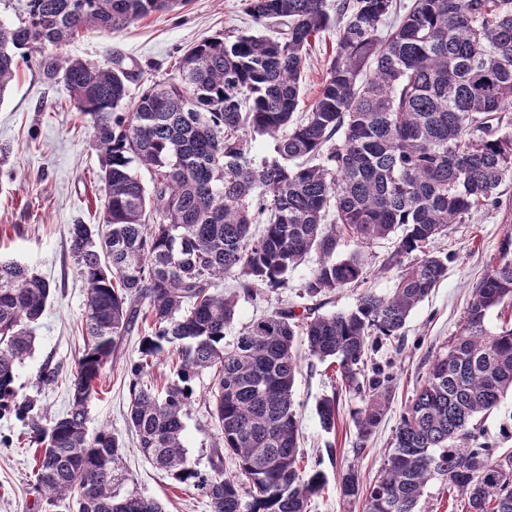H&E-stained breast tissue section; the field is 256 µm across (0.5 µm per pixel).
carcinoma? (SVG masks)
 Masks as SVG:
<instances>
[{"mask_svg":"<svg viewBox=\"0 0 512 512\" xmlns=\"http://www.w3.org/2000/svg\"><path fill=\"white\" fill-rule=\"evenodd\" d=\"M259 33L206 37L180 57L177 77L128 104L131 73L115 56L101 66L54 51L86 28L109 34L185 0H27L26 20L0 23V99L17 51L62 74L106 186L102 223L73 224L70 252L87 285L84 348L70 378L71 403L47 417L19 398L18 369L33 351L32 325L52 296L27 266L0 260V414L27 422L36 446V486L50 504L71 496L77 512H163L153 498L121 493L123 444L105 426L88 429L89 404L126 336L143 328L130 363L128 427L143 456L192 486L210 512H308L324 474L300 468L293 385L295 339L309 355L338 361L341 384L369 387L355 416L369 440L392 396L391 376L360 381L375 337L401 335L413 309L444 280L445 259L427 246L451 224L496 203L512 177V0H244ZM337 27L336 49L309 111L299 112L302 71L319 35ZM266 136L274 155L259 165L248 142ZM153 173L147 190L138 173ZM398 232L387 261L404 267L387 295L355 307L298 316L280 308L225 338L240 297L285 283L315 252L305 283L316 298L366 279L361 257L336 258ZM237 280L226 292L218 282ZM512 307V234L476 284L462 328L436 356L392 436L385 466L363 488L341 478L363 512H418L428 484L458 491L466 512H512V452L482 440V418L512 393V323L489 317ZM176 379L159 391L142 382L163 353ZM213 374L209 403L220 437L217 462L190 465L184 416L195 380ZM338 397L322 399L324 430L336 429ZM239 478H226L223 456Z\"/></svg>","mask_w":512,"mask_h":512,"instance_id":"carcinoma-1","label":"carcinoma"}]
</instances>
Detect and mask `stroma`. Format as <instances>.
<instances>
[{
	"instance_id": "obj_1",
	"label": "stroma",
	"mask_w": 512,
	"mask_h": 512,
	"mask_svg": "<svg viewBox=\"0 0 512 512\" xmlns=\"http://www.w3.org/2000/svg\"><path fill=\"white\" fill-rule=\"evenodd\" d=\"M241 0H189L184 7L153 14L127 29L106 35L89 28L58 49L59 55L104 62L118 54L132 70L131 97H138L153 81L174 77V65L200 39L218 33L235 36L255 30ZM336 46L335 30L321 34L312 45L303 71L304 103H311L326 76V64ZM87 117L74 108L57 77L47 76L37 60L18 61L11 90L0 101V147L9 148L0 166V258L31 268L54 288V297L35 325V350L18 370L20 396L36 397L49 415L64 413L70 403V380L83 348L81 331L86 285L70 253L68 228L98 223V209L106 189L98 174L100 158L90 144ZM512 233V177L499 188V202L472 213L464 224L453 225L431 244V252L447 257L448 276L412 311L401 337L379 340L369 353V367L392 376L394 392L375 434L360 442L356 412L364 407L366 392L342 391L336 363L321 361L297 343L299 371L294 386L305 469L320 468L327 483L311 500L309 512H362L361 502L340 493L347 470L363 483L379 474L393 432L405 406L419 386L429 362L447 351L457 336L473 287L498 253L501 240ZM395 249L394 238L367 245L347 238L336 256L361 254L367 280L364 289L390 293L398 267H386ZM318 261L310 255L291 271L283 287L263 289L254 300L240 298L229 336H237L255 318L280 307L302 311L307 301L301 287ZM140 337L127 336L116 363L106 367L99 394L90 406V429L108 426L125 444L122 470L126 490L158 500L165 512H209L200 492L175 483L157 470L139 451L126 414L130 402L127 361L137 359ZM59 367L57 383L36 385L44 365ZM212 377L202 373L195 382L196 398L185 418V444L193 466L211 469V445L219 433L208 405ZM338 395L336 429L324 431L316 411L323 397ZM34 451L25 439V427L15 417L0 418V512H76L74 500L46 504L35 489Z\"/></svg>"
}]
</instances>
